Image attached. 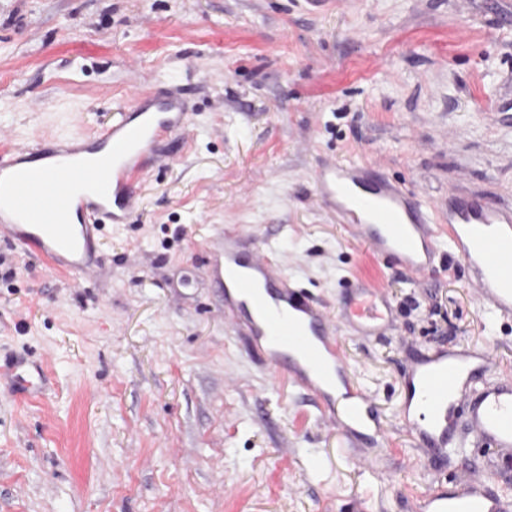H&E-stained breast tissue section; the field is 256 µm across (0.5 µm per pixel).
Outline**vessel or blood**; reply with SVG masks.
Returning <instances> with one entry per match:
<instances>
[{
  "instance_id": "vessel-or-blood-1",
  "label": "vessel or blood",
  "mask_w": 512,
  "mask_h": 512,
  "mask_svg": "<svg viewBox=\"0 0 512 512\" xmlns=\"http://www.w3.org/2000/svg\"><path fill=\"white\" fill-rule=\"evenodd\" d=\"M179 94L157 99L134 91L118 119L95 135H72L0 153V236L52 271L93 276V243L138 209L134 187L161 159L159 145L185 129ZM312 178L321 205L338 223L402 270H437L441 239L467 269L480 309L512 318V204L449 193L445 211L423 204L378 167L328 163ZM278 256L228 225L204 249L205 275L224 293L223 315L244 331L272 373L310 393L321 413L352 436L385 439L380 416L357 389L338 341L339 325L376 335L389 324V299L374 284L349 288L338 316L288 282ZM494 365L484 348L444 343L410 356L403 373L401 426L439 468L460 434L495 452L484 469L452 488L430 486L411 512H512L496 487L512 476V373L486 379Z\"/></svg>"
}]
</instances>
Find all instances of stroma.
<instances>
[{"mask_svg": "<svg viewBox=\"0 0 512 512\" xmlns=\"http://www.w3.org/2000/svg\"><path fill=\"white\" fill-rule=\"evenodd\" d=\"M136 89L181 91L191 122L96 244L101 277L0 237V512H405L481 469L474 446L414 466L403 356L455 341L512 369V321L479 310L449 247L425 279L374 254L310 173L370 162L430 203L512 202V0H0V150L94 133ZM227 224L329 313L358 278L391 299L384 335H340L383 446L350 443L225 324L201 255Z\"/></svg>", "mask_w": 512, "mask_h": 512, "instance_id": "obj_1", "label": "stroma"}]
</instances>
